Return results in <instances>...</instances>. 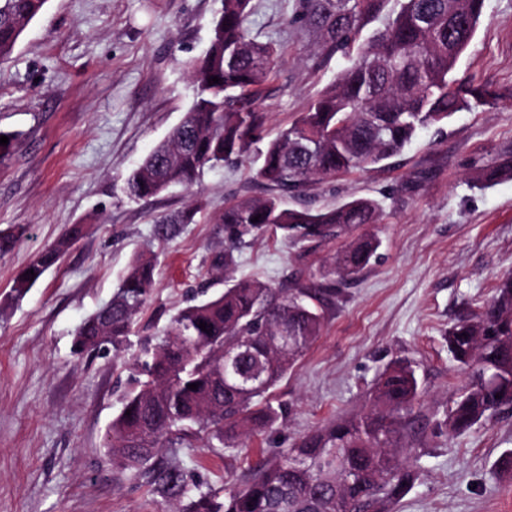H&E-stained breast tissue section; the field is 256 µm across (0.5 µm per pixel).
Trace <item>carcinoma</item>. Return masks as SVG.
<instances>
[{"mask_svg":"<svg viewBox=\"0 0 512 512\" xmlns=\"http://www.w3.org/2000/svg\"><path fill=\"white\" fill-rule=\"evenodd\" d=\"M46 2L0 0V61L10 57ZM250 3L224 0L206 53L190 63L193 103L169 138L129 174L128 198L190 187L205 169L244 158L250 144L264 138L261 95L278 49L250 36ZM484 9L485 0H299L292 21L315 35L324 58L340 56L349 66L268 142L257 178L270 193L224 206V249L211 261L224 277V290L211 296L202 290L204 299L177 312L164 334L140 349L109 432L113 465L144 478L172 512H392L413 487L417 470L407 439L421 391L414 370L400 361L378 376L368 409L299 437L284 459L260 466L227 497L188 479L162 449L200 443L235 448L275 422L278 412L266 394L322 334L325 302L336 282L357 276L375 257L379 241L369 226L382 217L380 204L369 198L324 209L290 207L285 198L377 166L420 131L494 103L498 94L489 86L453 77ZM380 18L382 27L364 36ZM214 76L219 83L208 82ZM505 179H512V154L474 176L484 187ZM195 214L190 208L157 220L156 236L176 238ZM351 228L363 232L336 253L316 285L274 288L234 276L236 253L268 231L296 244L303 259ZM25 231L22 225L0 230V254L11 252ZM83 234L84 225L75 224L34 254L15 277L11 296H24ZM155 269L154 258H133L108 316L97 311L78 328L76 352L126 341L155 285ZM277 336L288 337V345L275 343ZM448 351L471 378L433 433L460 436L512 406L511 272L490 303L463 314L448 330ZM193 383L195 390L188 388Z\"/></svg>","mask_w":512,"mask_h":512,"instance_id":"carcinoma-1","label":"carcinoma"}]
</instances>
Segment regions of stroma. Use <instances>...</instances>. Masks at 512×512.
Here are the masks:
<instances>
[{
    "label": "stroma",
    "instance_id": "35a3bbf8",
    "mask_svg": "<svg viewBox=\"0 0 512 512\" xmlns=\"http://www.w3.org/2000/svg\"><path fill=\"white\" fill-rule=\"evenodd\" d=\"M252 37L280 46L263 107L269 134L288 126L345 67L323 60L292 23L298 0H252ZM222 0H46L0 63V130L17 136L0 159V230L26 228L0 256V512H164L144 480L113 467L105 447L128 388V364L148 336L212 285V255L224 235L225 204L265 194L256 179L264 143L249 156L205 170L134 202L127 175L181 122L192 100L186 63L202 56ZM456 73L489 85L494 106L456 113L421 131L381 165L314 186L313 206L378 200L376 260L338 285L321 336L266 396L273 426L239 448H180L189 478L232 493L302 435L362 411L378 374L409 362L422 391L412 425L413 488L394 512H512V477L498 460L512 450V411L458 436H436L466 382L448 351L449 327L466 308L488 303L512 269V180L486 188L473 174L512 151V0H486L476 36ZM204 211L169 242L158 218ZM85 225L60 261L18 300L14 278L29 258ZM347 243H324L306 258L264 236L239 256L237 276L273 286L319 282ZM157 259L156 284L122 351L76 353L80 324L112 298L130 258Z\"/></svg>",
    "mask_w": 512,
    "mask_h": 512
}]
</instances>
